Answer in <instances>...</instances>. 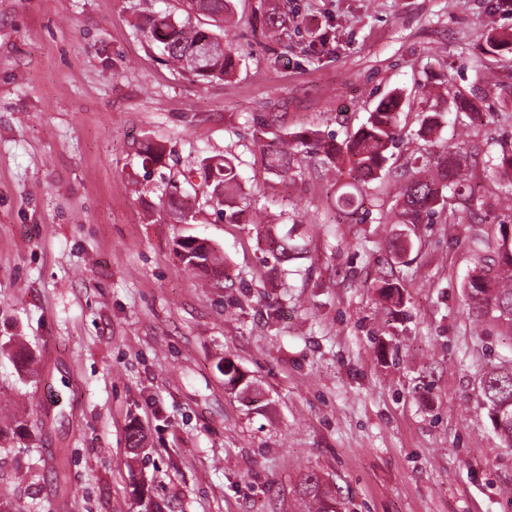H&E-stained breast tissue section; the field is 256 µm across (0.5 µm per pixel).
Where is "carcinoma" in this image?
<instances>
[{
    "label": "carcinoma",
    "instance_id": "cac0c4a2",
    "mask_svg": "<svg viewBox=\"0 0 512 512\" xmlns=\"http://www.w3.org/2000/svg\"><path fill=\"white\" fill-rule=\"evenodd\" d=\"M234 0H182L183 21L162 17L150 29L151 38L163 45V51L173 66L201 80L229 77L235 68L233 49L226 46L206 56L198 66L190 62L199 54L205 41L219 43L220 35L203 30L192 24L191 18L204 16L215 22H224L233 13ZM288 13L271 12L265 19V35L275 38L285 29ZM442 115L439 112L426 113L422 118V134L431 137L441 127ZM400 123L399 98L383 100L367 123L352 138L336 144L326 141L316 131H302L283 135L276 134L262 145L267 157L268 169L280 178L289 176L295 153L323 154V162L336 164L343 155L350 164L352 192L342 193L336 201L339 217L347 220L359 216L364 205L362 190L381 180L384 176L388 152L395 146ZM201 169L210 185L212 199L217 207V215L226 224L240 223L242 209L239 173L234 159L206 157L201 161ZM459 196L464 203L474 201V189L470 185V175L463 163L462 155L444 151L434 164L423 161L418 170L402 188L397 207L398 224H430L432 218L448 205L446 192ZM168 202L177 215L178 222L187 224L193 215L187 210L194 205L185 203L188 195L180 191V185L167 183ZM267 252L278 264L294 258L296 246L293 239L274 231L269 225L264 227ZM507 239L497 242L496 250L480 258L465 284L469 312L478 318H487L504 326L512 334V246L506 247ZM176 255L191 272L205 274L223 273V251L199 238L188 236L176 243ZM483 395L493 411L502 413V421L496 428L507 447H512V365L489 371L482 381ZM301 499L309 505L311 512H330L332 504H341L331 487L320 483V477L310 472L306 474L299 488Z\"/></svg>",
    "mask_w": 512,
    "mask_h": 512
}]
</instances>
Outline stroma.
<instances>
[{
  "label": "stroma",
  "mask_w": 512,
  "mask_h": 512,
  "mask_svg": "<svg viewBox=\"0 0 512 512\" xmlns=\"http://www.w3.org/2000/svg\"><path fill=\"white\" fill-rule=\"evenodd\" d=\"M224 41L233 76L174 71L148 23L176 0H0V343L22 341L42 373L0 352V415L29 436L0 443V485L29 512H301L314 471L346 512H512V448L481 389L512 339L469 314L475 237L507 231L493 173L512 149V33L498 0H235ZM296 18L279 40L268 11ZM401 101L391 170L456 144L483 199L462 224L398 226L383 178L360 223H337L348 172L300 154L268 173L277 129L344 141L382 99ZM444 115L425 141L423 113ZM480 122L460 128L464 113ZM163 165L144 161L147 143ZM239 161L247 196L299 259L276 265L253 224H224L203 183L207 156ZM196 197L192 223L167 182ZM224 251L195 275L185 236ZM402 286L391 304L384 281ZM252 384L231 391L224 364ZM140 427V451L128 445ZM179 188L180 185L176 183H167L166 192H168V202L172 209H174L178 222L182 224H189V221L194 216L193 208L195 207V201L193 204L187 203V205H185V202L188 199V195L183 191H180ZM186 208L191 211V214H187Z\"/></svg>",
  "instance_id": "35a3bbf8"
}]
</instances>
